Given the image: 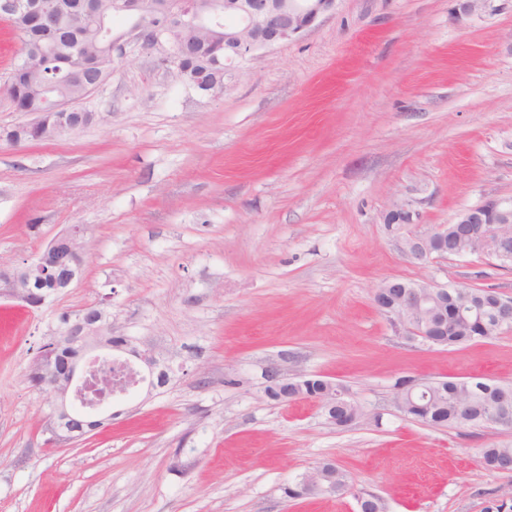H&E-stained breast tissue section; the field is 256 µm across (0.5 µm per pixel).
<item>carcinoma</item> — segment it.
Masks as SVG:
<instances>
[{"instance_id": "obj_1", "label": "carcinoma", "mask_w": 512, "mask_h": 512, "mask_svg": "<svg viewBox=\"0 0 512 512\" xmlns=\"http://www.w3.org/2000/svg\"><path fill=\"white\" fill-rule=\"evenodd\" d=\"M56 23L50 30L32 23L23 16L9 19L12 30L21 43V52L14 64L10 81L11 101L19 112L35 116L44 112V126L21 123L0 133L8 142L43 141L55 132L54 120L47 116L53 111L50 100L60 99L75 105V111L84 112L83 101L87 98L86 87L103 83L112 69L111 58L112 22L119 16L115 0H55ZM188 22L186 14L173 3H162L161 11L151 13L143 19V25L165 34L177 41ZM224 21L212 27V36L201 43L202 58H187L188 66L200 65L206 70L204 79L213 81L217 87H224L221 67L214 63L224 59ZM92 43L98 46L95 56L83 53V46ZM498 335L497 325L488 317L484 325L457 331L448 337V345L461 344L478 339H490ZM488 394L478 389L473 393L456 385L453 380H442L423 385L419 394L413 395L418 404L433 402L429 413L415 409H401V412L419 422L440 427H483L489 425L500 410L512 411V384L491 381ZM470 401L474 416L465 419L457 412L461 402ZM485 464L494 469L512 470V447L503 445L485 448L482 452Z\"/></svg>"}]
</instances>
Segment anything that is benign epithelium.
I'll use <instances>...</instances> for the list:
<instances>
[{
	"label": "benign epithelium",
	"mask_w": 512,
	"mask_h": 512,
	"mask_svg": "<svg viewBox=\"0 0 512 512\" xmlns=\"http://www.w3.org/2000/svg\"><path fill=\"white\" fill-rule=\"evenodd\" d=\"M338 0H223L224 4V69L253 59L261 50L270 49L299 38L324 16L336 9ZM158 7L155 0H122L121 12L140 16ZM19 14L35 18L50 26L53 12L45 0H0V16ZM128 41L159 54V62L168 69H181L183 58L191 53L189 44L166 43L141 26H133ZM411 211L403 204L385 214V223L402 229L412 224ZM86 249L85 231L78 225L57 235L31 261L0 272V295L7 294L24 303L37 295L49 297L65 292L82 276ZM403 253L409 259L426 262L435 259L460 257L466 253L485 256L512 253V199L491 197L478 205L460 211L450 224H440L428 234L407 233L403 237ZM384 288L394 289L398 307L379 306V309L401 325L411 336L426 342H441L448 335V326L476 320L474 309L462 307L452 317L445 314L448 289L445 285L403 284L388 280ZM488 295L499 301L501 308L498 327L512 329V296L496 290ZM111 329L100 309L83 311L75 323L64 328L59 344L78 342L82 348L76 360L54 358L48 379L54 417L55 437L72 442L82 431L83 422L74 417L73 402L98 413L112 402V383L108 375L95 371L104 360H112ZM354 402L346 391L331 386L327 400L319 402L327 422L346 429L355 418L336 413V404ZM349 484L336 485V476H329L317 467L301 477L296 497L345 492Z\"/></svg>",
	"instance_id": "7a95c632"
}]
</instances>
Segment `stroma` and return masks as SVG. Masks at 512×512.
Instances as JSON below:
<instances>
[{
	"mask_svg": "<svg viewBox=\"0 0 512 512\" xmlns=\"http://www.w3.org/2000/svg\"><path fill=\"white\" fill-rule=\"evenodd\" d=\"M87 106L103 119L81 134L0 140V267L87 236L68 292L0 297V512H357L362 491L386 512H512V471L480 457L512 431L394 404L405 380L512 383V330L432 345L374 302L394 278L512 295V266L412 262L384 222L404 203L424 234L512 196V0L463 19L457 0H338L216 96L135 47ZM90 306L171 380L60 444L27 376L61 314ZM272 370L342 385L369 417L339 430L313 401L271 400ZM324 462L349 493L285 495Z\"/></svg>",
	"mask_w": 512,
	"mask_h": 512,
	"instance_id": "35a3bbf8",
	"label": "stroma"
}]
</instances>
